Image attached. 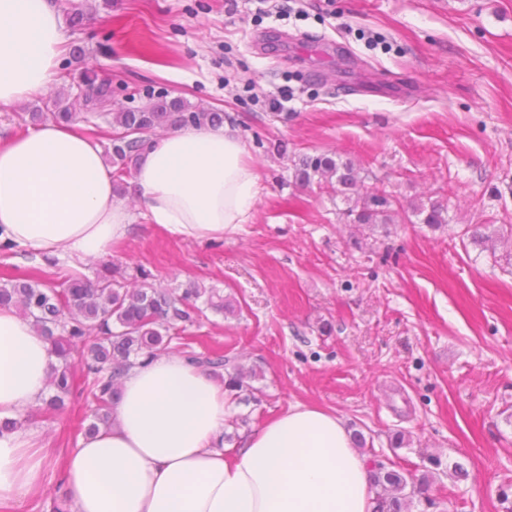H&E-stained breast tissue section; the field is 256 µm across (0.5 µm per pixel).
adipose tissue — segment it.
I'll return each mask as SVG.
<instances>
[{
    "label": "adipose tissue",
    "mask_w": 512,
    "mask_h": 512,
    "mask_svg": "<svg viewBox=\"0 0 512 512\" xmlns=\"http://www.w3.org/2000/svg\"><path fill=\"white\" fill-rule=\"evenodd\" d=\"M64 53L50 0H0V104L47 91ZM135 181L151 223L179 238L223 241L250 223L263 187L230 126L189 127L143 153ZM133 217L112 185L99 143L75 124L0 140V250L108 258ZM49 345L29 320L0 309V419L45 393ZM111 428L84 438L68 461L72 512H372L369 476L334 412L291 406L222 448V383L182 356L133 367ZM50 450L33 434H0V502L42 488Z\"/></svg>",
    "instance_id": "adipose-tissue-1"
}]
</instances>
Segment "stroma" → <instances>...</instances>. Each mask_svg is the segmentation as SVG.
Instances as JSON below:
<instances>
[{
    "label": "stroma",
    "mask_w": 512,
    "mask_h": 512,
    "mask_svg": "<svg viewBox=\"0 0 512 512\" xmlns=\"http://www.w3.org/2000/svg\"><path fill=\"white\" fill-rule=\"evenodd\" d=\"M52 92L84 112L83 76L112 83V111L165 94L223 112L263 192L243 233L180 239L131 207L112 256L165 288L235 301L201 318L204 347L252 376L230 406L224 452L301 403L361 433L364 459L429 474L407 512H505L512 495V0H89ZM285 99L287 120L270 109ZM351 162L404 203L438 200L447 225L368 228L342 198L304 186L305 155ZM492 240L465 244L462 228ZM94 404L27 425L49 444L41 491L0 512H52ZM461 476H454V467Z\"/></svg>",
    "instance_id": "35a3bbf8"
}]
</instances>
